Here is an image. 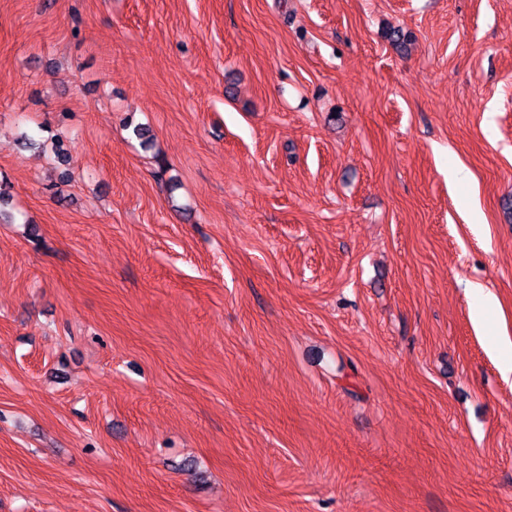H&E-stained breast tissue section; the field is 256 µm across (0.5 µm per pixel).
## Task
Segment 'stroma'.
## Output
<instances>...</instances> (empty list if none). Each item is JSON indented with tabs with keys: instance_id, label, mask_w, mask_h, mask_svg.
<instances>
[{
	"instance_id": "stroma-1",
	"label": "stroma",
	"mask_w": 512,
	"mask_h": 512,
	"mask_svg": "<svg viewBox=\"0 0 512 512\" xmlns=\"http://www.w3.org/2000/svg\"><path fill=\"white\" fill-rule=\"evenodd\" d=\"M0 184V512H512V0H0Z\"/></svg>"
}]
</instances>
